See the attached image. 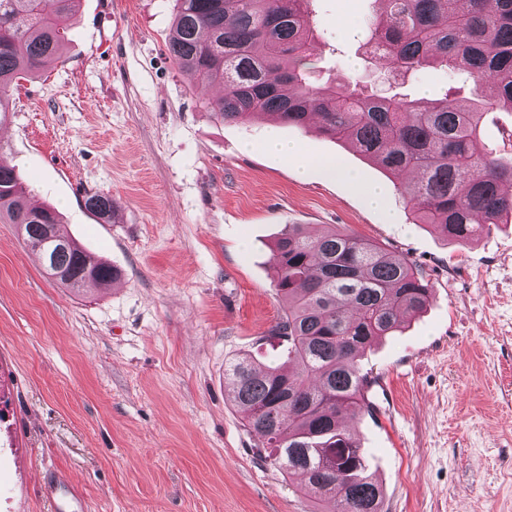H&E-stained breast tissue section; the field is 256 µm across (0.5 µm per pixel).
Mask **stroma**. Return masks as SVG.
Instances as JSON below:
<instances>
[{"mask_svg": "<svg viewBox=\"0 0 512 512\" xmlns=\"http://www.w3.org/2000/svg\"><path fill=\"white\" fill-rule=\"evenodd\" d=\"M175 0H80L67 42L11 88L0 150L63 234L119 268V287L76 294L50 279L15 225L0 223V512H53L64 478L88 512H314L299 477L257 449L224 365L274 362L284 304L271 248L287 224L368 237L413 261L427 310L362 357L374 415L349 424L382 486L384 512H512V223L444 244L416 223L393 177L342 141L279 126L282 140L340 158L354 187L299 176L246 125L208 109L166 41ZM377 0H317L309 76L386 89L364 47ZM408 98H473L465 76L425 67ZM477 151L512 156V112H485ZM383 192L371 207L362 190ZM112 197L100 220L87 196Z\"/></svg>", "mask_w": 512, "mask_h": 512, "instance_id": "obj_1", "label": "stroma"}]
</instances>
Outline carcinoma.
<instances>
[{"instance_id": "cac0c4a2", "label": "carcinoma", "mask_w": 512, "mask_h": 512, "mask_svg": "<svg viewBox=\"0 0 512 512\" xmlns=\"http://www.w3.org/2000/svg\"><path fill=\"white\" fill-rule=\"evenodd\" d=\"M77 0H0V118L17 81L58 54ZM166 43L170 58L198 84L224 87L208 103L224 123L258 116L343 140L397 177L417 221L464 244L512 218V160L478 153L486 107L512 112V0H381L368 21L369 54L400 84L425 66L462 72L486 88L478 102L413 101L357 86L306 80L315 38L313 0H176ZM16 170L0 154V222L26 225L27 246L83 291L119 273L92 261L58 231L52 206H32ZM85 206L105 224L112 197ZM273 283L286 310L270 334L287 343L286 360L262 367L247 357L224 365V383L244 425L279 471L303 478L317 512H382L383 490L344 420L373 414L374 378L359 362L372 345L422 312L431 287L404 255L369 238L330 228L309 234L287 224L274 242Z\"/></svg>"}]
</instances>
